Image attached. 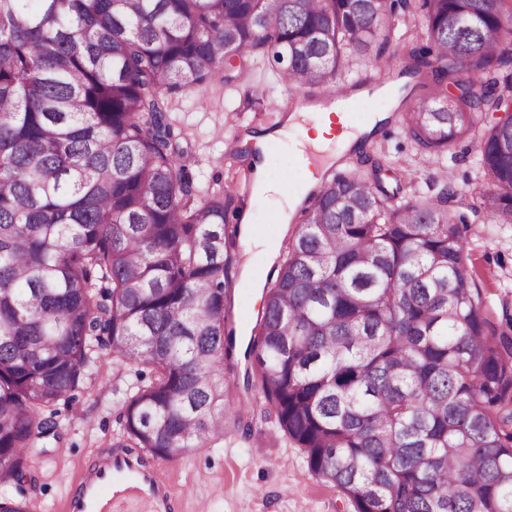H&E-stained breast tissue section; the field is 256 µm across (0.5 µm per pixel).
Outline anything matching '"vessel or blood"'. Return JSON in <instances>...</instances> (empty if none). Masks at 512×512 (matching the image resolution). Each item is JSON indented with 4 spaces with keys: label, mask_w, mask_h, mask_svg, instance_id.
Masks as SVG:
<instances>
[{
    "label": "vessel or blood",
    "mask_w": 512,
    "mask_h": 512,
    "mask_svg": "<svg viewBox=\"0 0 512 512\" xmlns=\"http://www.w3.org/2000/svg\"><path fill=\"white\" fill-rule=\"evenodd\" d=\"M127 495L145 512H175L177 507V495L159 469L147 466L141 454L113 448L82 471L64 512H122Z\"/></svg>",
    "instance_id": "obj_1"
}]
</instances>
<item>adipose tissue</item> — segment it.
I'll return each mask as SVG.
<instances>
[{"label":"adipose tissue","instance_id":"adipose-tissue-1","mask_svg":"<svg viewBox=\"0 0 512 512\" xmlns=\"http://www.w3.org/2000/svg\"><path fill=\"white\" fill-rule=\"evenodd\" d=\"M354 104L353 99H345L332 108H321L320 112H313L307 106H295L286 117L282 128L262 134L257 139L259 151H266L270 142L280 140L287 136L289 128L303 126L302 139L293 141L292 152L296 160L307 157L308 148H316L323 152L324 164H332L339 153L345 152L361 144L367 136L371 135L378 123L386 120L383 112L371 113L364 123L352 126L344 131H336L334 120L345 117ZM252 193L255 196L275 200V214L279 224H287L294 208L304 200L305 191L288 192L282 183L269 179L266 160H259L251 169Z\"/></svg>","mask_w":512,"mask_h":512}]
</instances>
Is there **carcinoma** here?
I'll list each match as a JSON object with an SVG mask.
<instances>
[{"mask_svg": "<svg viewBox=\"0 0 512 512\" xmlns=\"http://www.w3.org/2000/svg\"><path fill=\"white\" fill-rule=\"evenodd\" d=\"M398 35L401 75H424L405 135L441 165L476 140L478 208L512 224V119L479 121L512 98V0H0L1 489L94 345L151 373L113 447L170 460L251 427L225 322L234 194L193 186L170 99L258 58L328 86ZM454 197L324 175L265 283L247 384L354 512H512V337L465 267Z\"/></svg>", "mask_w": 512, "mask_h": 512, "instance_id": "obj_1", "label": "carcinoma"}]
</instances>
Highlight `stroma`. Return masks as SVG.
<instances>
[{
  "instance_id": "35a3bbf8",
  "label": "stroma",
  "mask_w": 512,
  "mask_h": 512,
  "mask_svg": "<svg viewBox=\"0 0 512 512\" xmlns=\"http://www.w3.org/2000/svg\"><path fill=\"white\" fill-rule=\"evenodd\" d=\"M264 70L253 82L225 90L212 83L209 90L179 94L171 114L177 143L199 189L223 185L225 179L247 178L249 163L242 142L262 126L280 125L286 101H309L307 89L278 84L266 88ZM251 97L244 112H230L229 102ZM475 141L461 143L445 168L433 171L421 161L413 142L402 131L401 112H392L377 135L361 152L334 163V170L359 167L372 171L383 159L410 163L408 172L382 171L383 182L400 183L402 197L429 190L433 181H448L456 191L450 206L466 213L462 228L466 242V268L482 290L485 309L498 330L512 329V224L489 223L472 207L488 185L476 165ZM230 224L250 216L254 224L280 237L270 201L243 190L233 203ZM249 280L235 276L227 304V327L253 329L261 316ZM137 367L122 364L105 351L95 350L91 362L69 402L56 407L59 439L32 453L29 477L21 487L8 488L9 497L34 504L35 512H61L64 498L82 467L110 448L123 432V406L138 384ZM182 512H354L342 490L308 474L301 448L263 419H255L250 435H226L222 445L165 462Z\"/></svg>"
}]
</instances>
